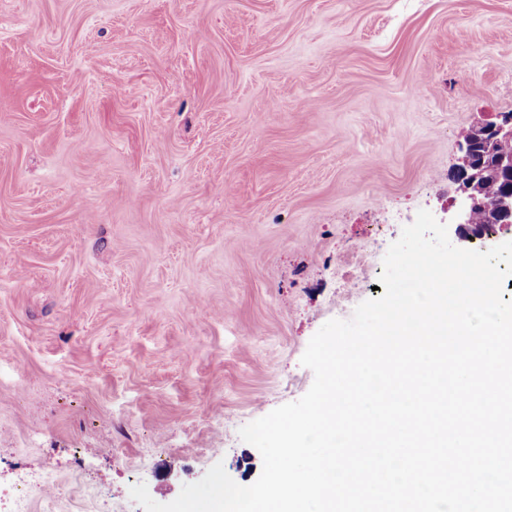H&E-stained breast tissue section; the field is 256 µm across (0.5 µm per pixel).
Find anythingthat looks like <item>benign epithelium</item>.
Here are the masks:
<instances>
[{
    "instance_id": "benign-epithelium-1",
    "label": "benign epithelium",
    "mask_w": 512,
    "mask_h": 512,
    "mask_svg": "<svg viewBox=\"0 0 512 512\" xmlns=\"http://www.w3.org/2000/svg\"><path fill=\"white\" fill-rule=\"evenodd\" d=\"M478 139H466L460 145L461 156L457 165L455 181L458 184L460 210L455 222L454 234L458 241L469 244L475 240L488 239L500 231L512 230V189L506 188L489 203L483 201L478 192L477 184L483 172L475 163L480 152L495 155L494 164L499 173L512 174V155L494 154L495 143L502 138H512V115L499 121L485 122L478 126ZM478 205H482L491 213L490 223H470V213Z\"/></svg>"
}]
</instances>
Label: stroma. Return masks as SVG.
I'll return each instance as SVG.
<instances>
[{
    "label": "stroma",
    "instance_id": "obj_1",
    "mask_svg": "<svg viewBox=\"0 0 512 512\" xmlns=\"http://www.w3.org/2000/svg\"><path fill=\"white\" fill-rule=\"evenodd\" d=\"M511 114L512 0H0V486L254 483L240 428Z\"/></svg>",
    "mask_w": 512,
    "mask_h": 512
}]
</instances>
